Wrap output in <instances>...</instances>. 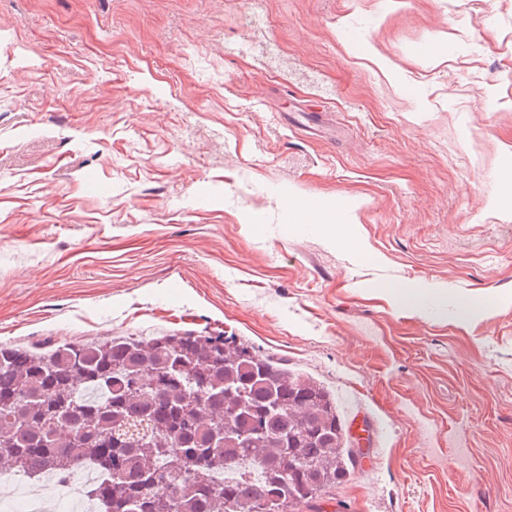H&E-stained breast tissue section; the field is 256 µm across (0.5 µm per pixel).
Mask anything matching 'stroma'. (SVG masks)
I'll return each instance as SVG.
<instances>
[{
    "label": "stroma",
    "instance_id": "35a3bbf8",
    "mask_svg": "<svg viewBox=\"0 0 512 512\" xmlns=\"http://www.w3.org/2000/svg\"><path fill=\"white\" fill-rule=\"evenodd\" d=\"M510 166L512 0H0V343L235 336L373 422L309 512H512ZM291 213L301 222L322 224L328 231L341 238V216L338 211L321 202L298 200L290 204Z\"/></svg>",
    "mask_w": 512,
    "mask_h": 512
}]
</instances>
